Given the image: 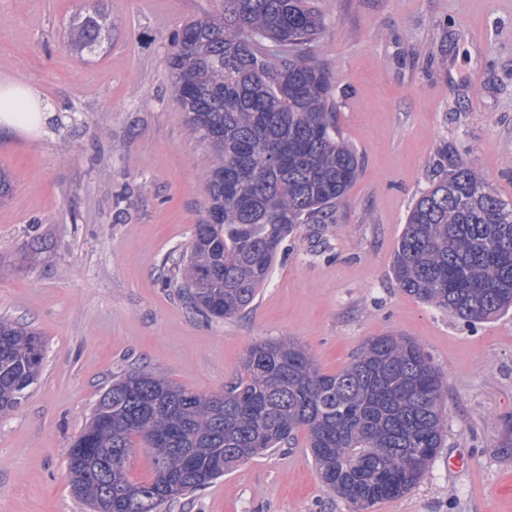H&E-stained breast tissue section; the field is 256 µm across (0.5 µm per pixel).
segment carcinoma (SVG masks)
Returning <instances> with one entry per match:
<instances>
[{
	"mask_svg": "<svg viewBox=\"0 0 512 512\" xmlns=\"http://www.w3.org/2000/svg\"><path fill=\"white\" fill-rule=\"evenodd\" d=\"M105 22L73 31L99 42ZM322 20L312 0H224V13L185 22L171 42V94L188 135L213 152L204 174L206 214L174 262L194 313L228 318L255 300L277 252L299 224H320L357 179L330 74L312 54ZM291 50L276 60L268 46ZM392 270L404 292L470 324L512 308V201L462 160L437 154L436 178L410 207ZM44 344L0 319V415L36 380ZM447 386L412 339H371L346 368L320 373L290 341L252 346L243 374L200 394L144 372L113 380L68 457L73 492L90 508L159 512L304 428L324 483L354 512L403 496L420 482L448 430ZM153 460L130 478L126 450ZM136 448L132 450L134 454ZM153 463L146 448H137L131 461L130 477L135 481H145L151 478Z\"/></svg>",
	"mask_w": 512,
	"mask_h": 512,
	"instance_id": "cac0c4a2",
	"label": "carcinoma"
}]
</instances>
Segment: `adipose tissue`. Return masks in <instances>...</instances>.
Listing matches in <instances>:
<instances>
[{"instance_id": "adipose-tissue-1", "label": "adipose tissue", "mask_w": 512, "mask_h": 512, "mask_svg": "<svg viewBox=\"0 0 512 512\" xmlns=\"http://www.w3.org/2000/svg\"><path fill=\"white\" fill-rule=\"evenodd\" d=\"M53 114L42 96L30 85L0 81V128L37 133L45 130Z\"/></svg>"}]
</instances>
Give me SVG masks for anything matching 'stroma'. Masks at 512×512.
<instances>
[{
  "instance_id": "stroma-1",
  "label": "stroma",
  "mask_w": 512,
  "mask_h": 512,
  "mask_svg": "<svg viewBox=\"0 0 512 512\" xmlns=\"http://www.w3.org/2000/svg\"><path fill=\"white\" fill-rule=\"evenodd\" d=\"M313 51L362 161L329 221L286 237L241 315L205 319L170 285V259L205 216L210 151L189 138L167 55L220 0H0V80L33 86L46 134L0 129V317L38 331L37 380L0 416V512H90L72 491L74 439L114 379L144 371L199 393L243 372L253 344L288 338L321 373L373 337L418 342L448 387V432L416 488L371 512H512V311L470 325L392 277L407 212L440 147L512 200V0H316ZM100 43L68 39L91 14ZM466 458L452 469L448 458ZM162 512H352L308 437L254 456Z\"/></svg>"
}]
</instances>
